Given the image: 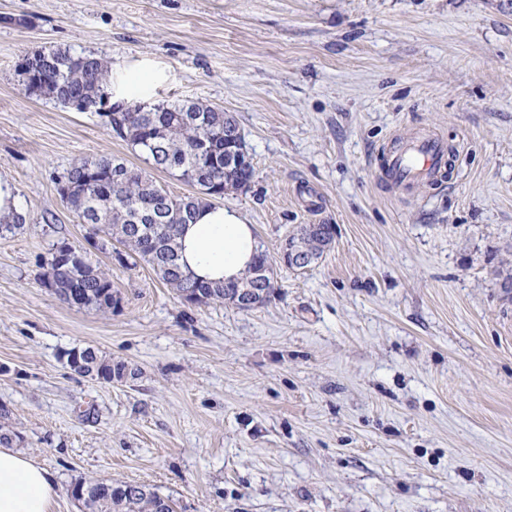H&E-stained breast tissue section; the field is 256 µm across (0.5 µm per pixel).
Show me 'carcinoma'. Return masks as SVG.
I'll return each instance as SVG.
<instances>
[{"mask_svg": "<svg viewBox=\"0 0 512 512\" xmlns=\"http://www.w3.org/2000/svg\"><path fill=\"white\" fill-rule=\"evenodd\" d=\"M41 55L44 82L36 88L25 85L28 94L69 108L80 101L91 110L108 98L104 87L112 79V61L106 57L68 49ZM129 105L133 110L112 113L110 130L144 153L152 168L197 187V194L174 196L146 171L116 157L100 156L71 166L73 185L61 199L83 224L90 214L99 217V231L124 247L117 253L119 263L138 258L178 297L197 292L210 303L222 302L224 285L201 281L183 267L178 237L185 212L194 213L224 198L223 191L214 189L215 182L224 180V130L240 126L230 113L202 102L161 103L148 109L137 101ZM116 172L121 176L117 185L112 181ZM292 237L321 253L328 234L323 224H300ZM57 277V296L69 305L107 313L118 303L111 275L82 254ZM79 356L85 361L80 375L92 377L100 367L114 369L91 348L81 350ZM129 486L128 482L82 483V502L87 512H174L171 500L161 499L149 486L143 484L138 493L128 495Z\"/></svg>", "mask_w": 512, "mask_h": 512, "instance_id": "1", "label": "carcinoma"}]
</instances>
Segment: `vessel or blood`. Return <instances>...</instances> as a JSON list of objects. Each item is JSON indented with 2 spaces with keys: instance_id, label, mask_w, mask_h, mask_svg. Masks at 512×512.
I'll return each instance as SVG.
<instances>
[{
  "instance_id": "b4317fda",
  "label": "vessel or blood",
  "mask_w": 512,
  "mask_h": 512,
  "mask_svg": "<svg viewBox=\"0 0 512 512\" xmlns=\"http://www.w3.org/2000/svg\"><path fill=\"white\" fill-rule=\"evenodd\" d=\"M447 160L446 142L431 134L382 153L379 169L395 187L408 194L420 183L437 179Z\"/></svg>"
}]
</instances>
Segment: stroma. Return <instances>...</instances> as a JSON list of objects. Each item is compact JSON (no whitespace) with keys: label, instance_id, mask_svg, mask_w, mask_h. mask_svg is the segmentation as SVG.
<instances>
[{"label":"stroma","instance_id":"obj_1","mask_svg":"<svg viewBox=\"0 0 512 512\" xmlns=\"http://www.w3.org/2000/svg\"><path fill=\"white\" fill-rule=\"evenodd\" d=\"M143 59L152 103L230 112L254 175L239 210L276 258L331 224L319 262L275 266L243 311L192 305L88 243L58 183L102 155L145 168L103 117L29 95L37 50ZM439 135L449 179L411 194L374 155ZM0 430L80 482L127 481L176 512H512V0H0ZM109 271L101 314L43 288L60 242ZM94 349L105 382L69 367ZM324 228L325 224H300L290 235L303 241L309 250L319 252L320 257L324 251L321 245L329 237Z\"/></svg>","mask_w":512,"mask_h":512}]
</instances>
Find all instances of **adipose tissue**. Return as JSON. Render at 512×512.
I'll return each mask as SVG.
<instances>
[{"label":"adipose tissue","instance_id":"obj_1","mask_svg":"<svg viewBox=\"0 0 512 512\" xmlns=\"http://www.w3.org/2000/svg\"><path fill=\"white\" fill-rule=\"evenodd\" d=\"M166 77L143 61L115 68L108 93L115 102L148 99L152 86ZM182 261L205 281H233L252 263L258 245L250 224L233 208L213 205L183 227ZM54 475L12 448L0 447V512H52Z\"/></svg>","mask_w":512,"mask_h":512}]
</instances>
